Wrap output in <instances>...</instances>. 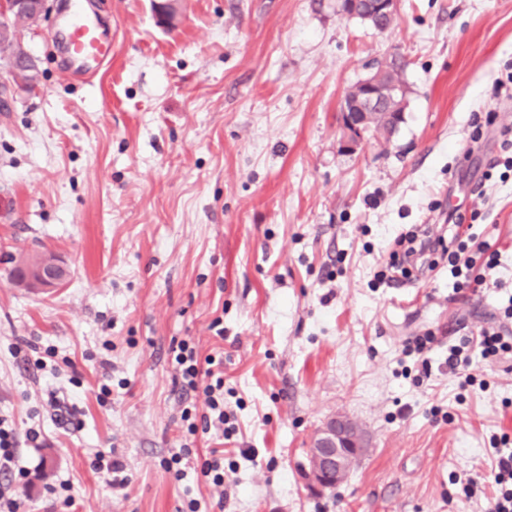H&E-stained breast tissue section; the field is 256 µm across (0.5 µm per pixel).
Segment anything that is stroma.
Wrapping results in <instances>:
<instances>
[{"label": "stroma", "mask_w": 512, "mask_h": 512, "mask_svg": "<svg viewBox=\"0 0 512 512\" xmlns=\"http://www.w3.org/2000/svg\"><path fill=\"white\" fill-rule=\"evenodd\" d=\"M162 2L86 0L112 40L94 78L63 51L70 0L18 28L34 89L0 61V417L41 433L16 456L31 472L20 512H488L512 356L470 350L465 388L446 358L512 298V175H485L512 114L497 85L512 0H399L384 32L336 0H177L171 19ZM394 57L398 131L342 148V97ZM474 202L500 252L485 288L455 292L444 263L378 279L401 234H447L449 210ZM41 252L70 273L32 293L9 273ZM181 339L224 356L235 472L220 489L201 472L215 439L181 419L205 410L174 380ZM336 414L366 447L313 495L308 449ZM185 444L177 480L160 462ZM98 450L122 482L93 470ZM63 482L66 509L45 492Z\"/></svg>", "instance_id": "35a3bbf8"}]
</instances>
